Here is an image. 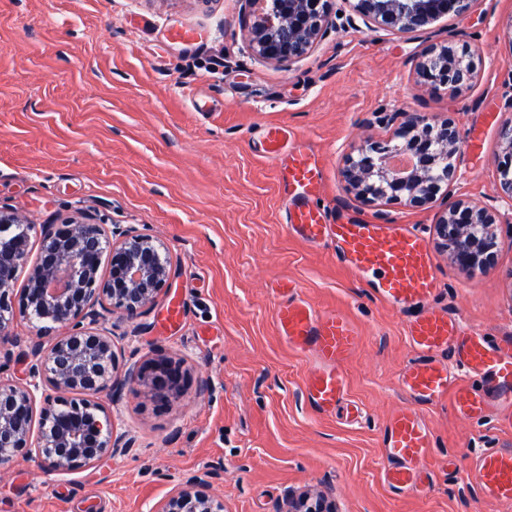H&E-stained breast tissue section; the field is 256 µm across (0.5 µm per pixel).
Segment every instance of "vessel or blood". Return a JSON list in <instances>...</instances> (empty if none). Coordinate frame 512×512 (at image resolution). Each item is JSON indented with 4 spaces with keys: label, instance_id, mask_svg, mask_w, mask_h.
I'll list each match as a JSON object with an SVG mask.
<instances>
[{
    "label": "vessel or blood",
    "instance_id": "vessel-or-blood-1",
    "mask_svg": "<svg viewBox=\"0 0 512 512\" xmlns=\"http://www.w3.org/2000/svg\"><path fill=\"white\" fill-rule=\"evenodd\" d=\"M284 184L296 191L318 190L320 169L307 150L298 148L289 154ZM288 230L309 243L331 240L337 257L358 276L368 277L374 297L395 308L417 309L406 329L415 357L400 378L401 389L414 405L393 415L383 428L387 460L383 480L392 491L417 490L430 482L423 460L431 438L419 407L448 398L458 414L474 418L484 415L493 398L512 420V339L490 341L448 310L424 308V301L437 291V281L420 234L397 225L362 221L328 224L307 201L295 203ZM274 318L291 349L314 354L318 360V370L305 385L310 407L324 413L342 406L347 420H357L360 407L344 401L345 366L361 342L356 324L343 312L320 314L303 301L278 304ZM467 477L485 498L511 503L512 449L479 455Z\"/></svg>",
    "mask_w": 512,
    "mask_h": 512
}]
</instances>
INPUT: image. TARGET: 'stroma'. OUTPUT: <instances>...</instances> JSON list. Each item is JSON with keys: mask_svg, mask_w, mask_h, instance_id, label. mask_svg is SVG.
Listing matches in <instances>:
<instances>
[{"mask_svg": "<svg viewBox=\"0 0 512 512\" xmlns=\"http://www.w3.org/2000/svg\"><path fill=\"white\" fill-rule=\"evenodd\" d=\"M241 0H0V209L25 224L83 211L161 239L167 292L117 320L119 371L162 353L180 360V396L123 387L109 406L131 445L66 473L29 459L0 468V512H151L187 478L209 475L224 512H280L288 491L326 496L339 512H512L484 498L465 468L486 448H512L496 404L458 415L451 400L423 409L433 480L418 493L383 482L382 428L409 408L398 387L414 352L407 320L373 299L333 247L286 230L294 201L281 175L293 147L318 161L328 223L387 219L421 231L436 303L489 339L512 336V226L499 228L496 267L463 269L438 246L440 206L377 208L344 190L342 158L392 134L403 108L451 115L464 136L453 195L496 205L498 131L512 118V0H477L462 21L396 34L349 24L334 0L329 33L300 62L258 60L241 27ZM456 37L479 55L473 85L448 98L418 77V54ZM285 127L279 155L264 129ZM319 312L340 310L362 342L346 397L359 423L304 400L317 370L290 349L273 314L280 288ZM184 313L170 319L175 303ZM208 391H201V381ZM457 457L458 468L446 461Z\"/></svg>", "mask_w": 512, "mask_h": 512, "instance_id": "obj_1", "label": "stroma"}]
</instances>
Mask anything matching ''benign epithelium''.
<instances>
[{
  "instance_id": "obj_1",
  "label": "benign epithelium",
  "mask_w": 512,
  "mask_h": 512,
  "mask_svg": "<svg viewBox=\"0 0 512 512\" xmlns=\"http://www.w3.org/2000/svg\"><path fill=\"white\" fill-rule=\"evenodd\" d=\"M242 26L257 59L292 65L306 57L329 29L332 0H242ZM364 24L397 33L426 29L442 16L467 17L477 0H350ZM416 70L431 86L454 98L472 85L471 49L450 40L429 45ZM398 127L385 141H368L343 158L341 176L347 193L380 204L400 201L413 209L432 204L457 180L461 131L450 116L397 109ZM498 163L500 197L512 201V119L500 127ZM17 218L0 210V348L16 344L14 319L30 328L29 362L23 381L0 378V467L34 458L49 472H71L129 447L114 436L112 420L99 395L114 399V316L134 318L168 288L171 266L163 244L132 227L120 229L89 219L28 224L14 233ZM499 214L471 198L448 204L435 230L454 263L488 270L499 247ZM40 238V259L13 306V287L28 254L29 234ZM110 252L108 276L100 273ZM158 395H176L180 366L159 354L143 371L129 368L122 378ZM40 408L37 446L30 443L35 408ZM285 512H335L308 495L290 493ZM153 512H224L223 502L208 492L201 476L189 478Z\"/></svg>"
}]
</instances>
